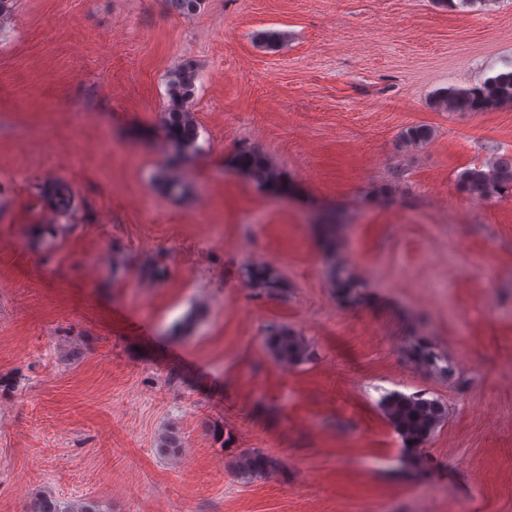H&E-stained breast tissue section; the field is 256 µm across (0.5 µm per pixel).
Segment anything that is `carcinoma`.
<instances>
[{
    "mask_svg": "<svg viewBox=\"0 0 512 512\" xmlns=\"http://www.w3.org/2000/svg\"><path fill=\"white\" fill-rule=\"evenodd\" d=\"M169 10L182 16L196 14L203 0H165ZM197 73L193 64L184 62L170 71L166 81V97L160 122L170 149V161L194 158L202 153L199 127L192 111L196 94ZM512 104V69L501 71L482 84L468 88H450L433 99V107L442 112H487L502 105ZM434 130L426 125H413L399 134L405 147H418L431 141ZM240 168L262 182H279L277 170L262 154L244 151L239 154ZM458 188L471 198L498 200L512 195V157L499 155L490 161L464 167L456 176ZM38 194L58 213H67L73 204V195L67 184L58 179H47L39 185ZM248 288L257 296L280 297L286 292V283L277 269L265 262L246 265L241 271ZM333 286L342 302L355 303L360 299L363 283L345 264L335 265ZM263 345L275 362L298 366L308 362L313 350L296 329L284 324L268 326ZM409 359L418 365L449 378L454 376L448 359L420 337L405 346ZM383 417L402 440L403 462L409 469L425 466L423 445L442 427L448 418V406L437 397L422 392L391 391L378 401ZM235 472L243 478L261 477L278 467V461L258 450H244L232 461ZM26 512H103L95 500H86L65 508L51 496L33 499Z\"/></svg>",
    "mask_w": 512,
    "mask_h": 512,
    "instance_id": "obj_1",
    "label": "carcinoma"
}]
</instances>
